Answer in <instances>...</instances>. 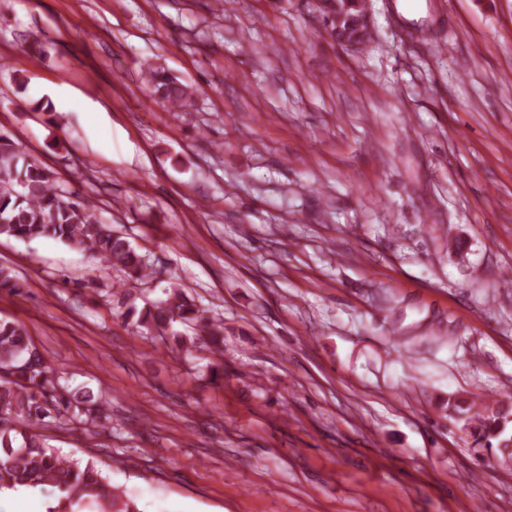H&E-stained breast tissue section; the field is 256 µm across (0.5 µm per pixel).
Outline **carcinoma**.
Returning a JSON list of instances; mask_svg holds the SVG:
<instances>
[{
  "label": "carcinoma",
  "mask_w": 512,
  "mask_h": 512,
  "mask_svg": "<svg viewBox=\"0 0 512 512\" xmlns=\"http://www.w3.org/2000/svg\"><path fill=\"white\" fill-rule=\"evenodd\" d=\"M325 31L336 42L355 39L366 0H320ZM153 94L172 110L185 112L194 92L150 64L142 69ZM22 241L54 239L86 252L107 268L124 274L126 282L149 283L156 270L129 238L114 229L97 203L77 196L19 149L10 134L0 130V238ZM23 285L15 271L0 265V293L18 294ZM164 297L139 308L125 294L121 316L134 321L145 334L174 337L189 351L200 346L217 356L224 352V323L207 316L184 286L170 282ZM71 377L49 368L25 326L0 320V491L18 487L55 488L61 493L49 512H75L94 504L96 512H141L139 506L109 486L95 462L82 463L59 454L36 432L42 425L64 422L88 429L107 417L110 401L74 389ZM453 411L463 416L474 441L491 450L501 464L512 460V406L478 405L461 400Z\"/></svg>",
  "instance_id": "obj_1"
}]
</instances>
